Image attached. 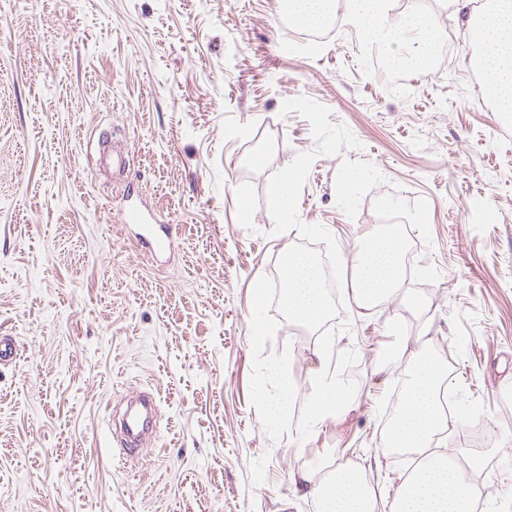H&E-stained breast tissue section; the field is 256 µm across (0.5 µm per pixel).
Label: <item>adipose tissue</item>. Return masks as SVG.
<instances>
[{
	"instance_id": "obj_1",
	"label": "adipose tissue",
	"mask_w": 512,
	"mask_h": 512,
	"mask_svg": "<svg viewBox=\"0 0 512 512\" xmlns=\"http://www.w3.org/2000/svg\"><path fill=\"white\" fill-rule=\"evenodd\" d=\"M345 21L359 26L368 36L384 34L395 42L405 31L416 33L411 53L417 69H425L438 50V22L434 14L413 11L397 23H389L388 0H348ZM453 13L463 17L480 37V50L471 64L483 77L484 89L500 112H512V0H447ZM402 237L397 226L368 236L357 252L360 276L359 300L380 303L395 293L401 275ZM446 373L443 364L426 354H415L403 382L401 408L387 430L394 448H407L419 456L418 465L402 481L392 500L391 512H474L480 489L446 452L433 448L435 435L448 427L438 400ZM350 399L333 373L321 370L310 396L314 420L343 414ZM293 485L305 490L320 512H375L376 497L366 494L360 474L333 471L325 478L302 471L292 474Z\"/></svg>"
}]
</instances>
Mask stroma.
Masks as SVG:
<instances>
[{
	"instance_id": "35a3bbf8",
	"label": "stroma",
	"mask_w": 512,
	"mask_h": 512,
	"mask_svg": "<svg viewBox=\"0 0 512 512\" xmlns=\"http://www.w3.org/2000/svg\"><path fill=\"white\" fill-rule=\"evenodd\" d=\"M442 14L428 68L387 80L344 26L310 43L281 0H0V512H316L289 480L349 461L388 512L413 465L381 449L397 367L426 351L448 366L452 422L439 446L512 512V116L464 58L467 23L440 0H393L395 16ZM306 96L359 148L318 157L298 201L345 270V307L320 330L281 323L293 426L270 441L250 399L252 290L284 246L267 208L271 175L314 147L282 113ZM106 129L126 175L94 173ZM130 203L173 238L154 256ZM401 225L414 275L376 308L353 271L359 242ZM351 409L310 414L318 367L339 372ZM152 391L156 438L133 463L112 455L108 419Z\"/></svg>"
}]
</instances>
